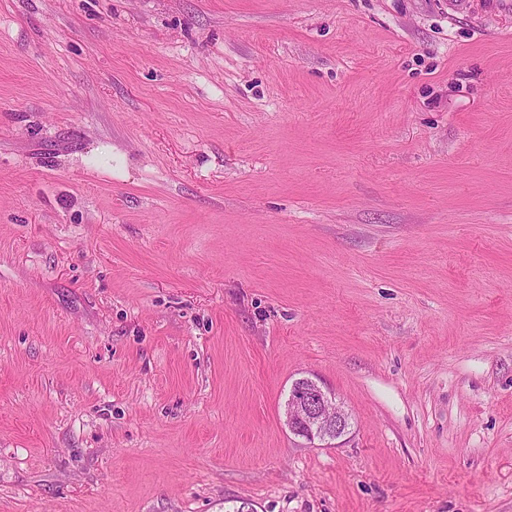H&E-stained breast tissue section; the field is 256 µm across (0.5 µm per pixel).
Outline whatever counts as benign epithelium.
I'll return each mask as SVG.
<instances>
[{
	"instance_id": "1",
	"label": "benign epithelium",
	"mask_w": 512,
	"mask_h": 512,
	"mask_svg": "<svg viewBox=\"0 0 512 512\" xmlns=\"http://www.w3.org/2000/svg\"><path fill=\"white\" fill-rule=\"evenodd\" d=\"M306 382L304 389L291 387L284 404L286 424L293 434L311 444H329L347 433L349 416L334 393L311 378Z\"/></svg>"
}]
</instances>
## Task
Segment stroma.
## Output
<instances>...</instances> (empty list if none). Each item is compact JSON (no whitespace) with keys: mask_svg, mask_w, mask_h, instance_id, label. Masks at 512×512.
<instances>
[{"mask_svg":"<svg viewBox=\"0 0 512 512\" xmlns=\"http://www.w3.org/2000/svg\"><path fill=\"white\" fill-rule=\"evenodd\" d=\"M242 500L512 512L485 0H0V512ZM297 381H306L308 387L298 389L295 382L291 387L284 404L288 429L310 444L318 441L328 445L347 433L349 416L336 402L335 394L311 378Z\"/></svg>","mask_w":512,"mask_h":512,"instance_id":"1","label":"stroma"}]
</instances>
